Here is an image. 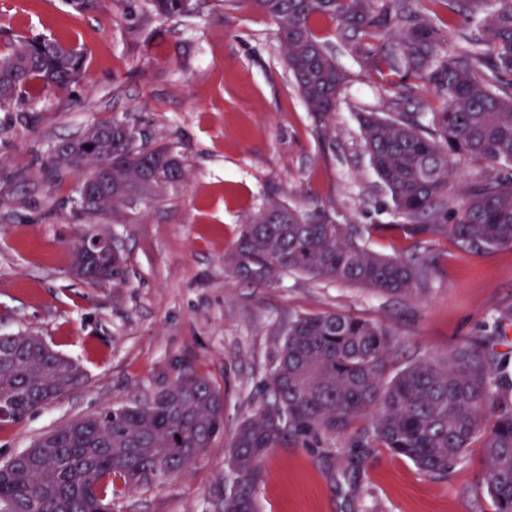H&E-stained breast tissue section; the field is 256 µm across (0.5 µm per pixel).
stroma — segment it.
<instances>
[{
    "label": "stroma",
    "mask_w": 512,
    "mask_h": 512,
    "mask_svg": "<svg viewBox=\"0 0 512 512\" xmlns=\"http://www.w3.org/2000/svg\"><path fill=\"white\" fill-rule=\"evenodd\" d=\"M347 71L333 117L317 128L292 82L275 21L236 0H199L163 19L147 0H0V53L20 38L81 49L67 87H34L0 109V335L35 331L78 359L85 381L18 423L0 424V462L69 421L149 398L184 370L224 396V433L181 475L120 489L112 512H222L226 447L240 420L272 394L267 378L289 320L335 312L391 334L396 372L460 342L492 346L512 364V248L477 254L443 237L418 244L390 230L392 203L364 149L358 113L386 111L391 72L362 69L329 20L314 24ZM112 119L149 142L173 144L183 180L96 218L70 204L88 169L50 173L56 148ZM335 208L372 227L371 250L434 257L426 291L383 297L301 274L273 285L231 277L224 257L241 224L270 201ZM108 236L123 255L112 279L72 272L83 234ZM364 422L342 433L290 437L261 466L260 512H493L480 491V448L448 476L367 445Z\"/></svg>",
    "instance_id": "1"
}]
</instances>
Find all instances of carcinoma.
Returning <instances> with one entry per match:
<instances>
[{"label":"carcinoma","instance_id":"1","mask_svg":"<svg viewBox=\"0 0 512 512\" xmlns=\"http://www.w3.org/2000/svg\"><path fill=\"white\" fill-rule=\"evenodd\" d=\"M279 27L284 60L316 123L329 127L347 83L329 44L312 22L337 23L350 53L378 73L420 77L434 86L442 106L360 115L370 163L401 219L388 229L418 242L445 237L464 250L490 253L512 246V0H444L479 35L449 47V26L419 9L418 0H239ZM164 18L189 14L193 0H149ZM392 35V45L368 39ZM84 54L56 41L21 39L0 55V105L38 83L60 87L76 79ZM482 164L464 198L451 192L454 162ZM112 161V186L95 217L132 197L149 198L183 177L168 145L137 137L128 124H98L50 160L60 173ZM361 228L315 205L273 201L241 226L225 264L235 278L272 285L288 273L361 286L386 297L427 286L433 262L388 257L368 250ZM122 263L120 250L102 247L86 260L75 251L74 273L99 283ZM392 350L380 324L341 313L298 315L273 361V402L244 418L228 450L231 485L224 512H258L260 463L286 434L340 433L364 421V438L410 459L424 474L445 477L475 443L485 457L482 490L495 512H512V409L501 404L506 365L469 341L445 360L424 357L385 370ZM82 366L44 348L22 332L0 336V404L19 422L58 393L84 382ZM224 431V398L204 376L183 372L150 400L113 406L78 418L14 456L0 474L5 512H101L120 480L128 488L183 473Z\"/></svg>","mask_w":512,"mask_h":512}]
</instances>
